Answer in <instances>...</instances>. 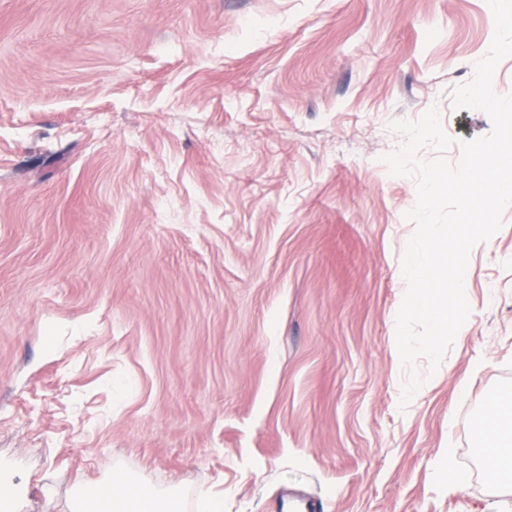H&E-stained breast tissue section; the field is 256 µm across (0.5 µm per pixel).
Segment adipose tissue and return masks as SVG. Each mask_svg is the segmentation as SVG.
<instances>
[{"label": "adipose tissue", "mask_w": 512, "mask_h": 512, "mask_svg": "<svg viewBox=\"0 0 512 512\" xmlns=\"http://www.w3.org/2000/svg\"><path fill=\"white\" fill-rule=\"evenodd\" d=\"M487 432L480 437L478 461L490 484H512V404L504 403L495 395L485 402L481 415ZM112 512H224V499L218 495H199L193 503H186L180 486L160 489L135 480L127 494L112 493Z\"/></svg>", "instance_id": "adipose-tissue-1"}]
</instances>
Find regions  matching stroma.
Returning <instances> with one entry per match:
<instances>
[{
  "label": "stroma",
  "mask_w": 512,
  "mask_h": 512,
  "mask_svg": "<svg viewBox=\"0 0 512 512\" xmlns=\"http://www.w3.org/2000/svg\"><path fill=\"white\" fill-rule=\"evenodd\" d=\"M494 32L487 0H0V512L117 470L224 512H512L474 428L512 391V205L400 408L417 188L382 161L432 107L450 162L490 133L453 90Z\"/></svg>",
  "instance_id": "stroma-1"
}]
</instances>
